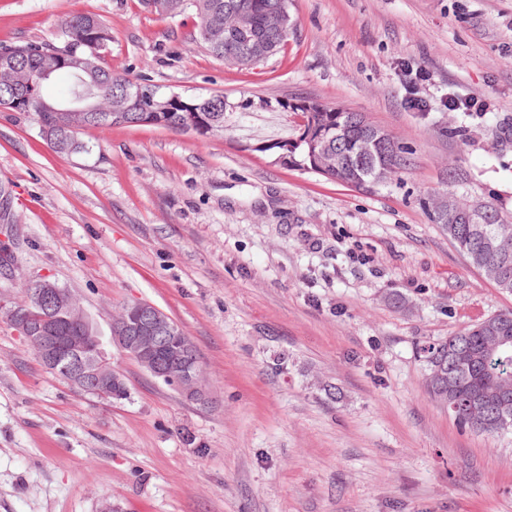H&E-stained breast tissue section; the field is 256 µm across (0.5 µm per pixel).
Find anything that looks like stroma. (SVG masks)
I'll use <instances>...</instances> for the list:
<instances>
[{"mask_svg":"<svg viewBox=\"0 0 512 512\" xmlns=\"http://www.w3.org/2000/svg\"><path fill=\"white\" fill-rule=\"evenodd\" d=\"M284 52L251 69L187 41L191 13L139 0H0V40L112 28L114 72L224 94L220 137L84 130L54 153L0 110V299L51 280L99 334L131 301L196 346L208 404L118 348L127 399L50 373L0 319V512H512V434L477 433L424 388L419 348L512 311L434 224L451 193L512 221V0H289ZM456 93L488 100L451 110ZM301 99L365 114L411 151L357 190L280 160ZM398 293L410 305L393 307ZM337 387L340 398L328 395Z\"/></svg>","mask_w":512,"mask_h":512,"instance_id":"35a3bbf8","label":"stroma"}]
</instances>
